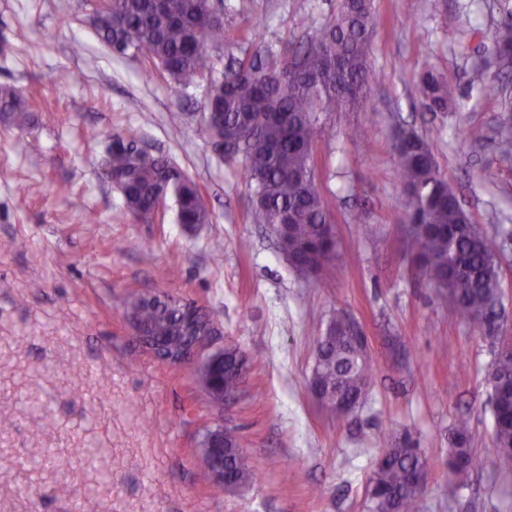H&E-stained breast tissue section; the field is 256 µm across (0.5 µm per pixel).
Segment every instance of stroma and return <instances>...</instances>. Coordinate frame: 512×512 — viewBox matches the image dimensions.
<instances>
[{
  "mask_svg": "<svg viewBox=\"0 0 512 512\" xmlns=\"http://www.w3.org/2000/svg\"><path fill=\"white\" fill-rule=\"evenodd\" d=\"M365 111L319 115L317 182L336 230L335 278L289 269L270 227L250 220L251 189L198 129L205 86L146 78L95 34L84 0H0V85L32 102L21 131L0 122V512H365L381 442L410 434L430 467L418 512H512V466L492 444L489 373L512 336V157L496 148L512 112V67L491 52L512 0H373ZM338 0H222L232 41L216 69L274 54L326 22ZM483 68L486 87L469 82ZM448 85L430 110L421 78ZM430 144L473 224L502 242L497 333L461 317L416 270L407 196L393 149L398 124ZM483 129L477 145L462 131ZM367 132L355 138V129ZM177 163L211 223L187 232L167 202L146 224L102 177L111 136ZM195 301L215 345L235 344L249 374L238 400L208 401L196 363L174 368L133 341L130 296ZM369 341L367 404L341 418L306 384L333 316ZM468 420L478 463L448 481L450 434ZM237 429L251 481L224 491L199 480L203 427Z\"/></svg>",
  "mask_w": 512,
  "mask_h": 512,
  "instance_id": "stroma-1",
  "label": "stroma"
}]
</instances>
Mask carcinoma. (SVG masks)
<instances>
[{
	"label": "carcinoma",
	"mask_w": 512,
	"mask_h": 512,
	"mask_svg": "<svg viewBox=\"0 0 512 512\" xmlns=\"http://www.w3.org/2000/svg\"><path fill=\"white\" fill-rule=\"evenodd\" d=\"M90 15L98 37L121 56L141 59L169 81L186 90L212 81L205 104L207 120L201 128L215 143L232 141L228 163L241 165L251 190L250 217L255 224L283 227L288 250L283 255L301 276H336L329 259L336 242L324 235L329 217L316 184L315 144L322 134L317 114L333 112L347 103L366 106L370 71L367 65L378 19L371 0H341L337 13L313 36L288 46L278 57L255 45L249 58L215 76L209 51L228 41L224 21L211 0H101ZM493 48L512 56V22L493 36ZM422 92L429 106L448 104V87L430 75ZM26 100L10 85H0V120L23 130L30 122ZM121 144L112 148L108 173L119 183L128 211L150 220L159 194L174 200L177 223L188 229L212 222L198 185L162 155L146 157L137 150L133 131L113 134ZM399 174L408 197L407 221L412 262L436 291L464 318L486 325L501 302L499 238L478 230L448 192L428 142L411 129H400L394 141ZM125 314L135 317L164 346L192 333L212 329L198 308L186 314L171 302L144 304L131 300ZM319 356L308 391L324 407L333 409L343 398L364 405L371 368L364 347L348 324L336 316L317 340ZM218 373L224 391L241 389L246 360L234 345L224 347ZM490 411L493 443L504 449L500 458L512 462V356L499 355L490 372ZM468 421L452 432L448 479L465 483L476 459ZM242 441L224 430V454L202 449L204 477L217 465L225 475L246 484L252 472L236 453ZM417 473H429L428 462L415 441L405 436L386 441L379 449L367 491V512H417L419 495L411 488Z\"/></svg>",
	"instance_id": "1"
}]
</instances>
